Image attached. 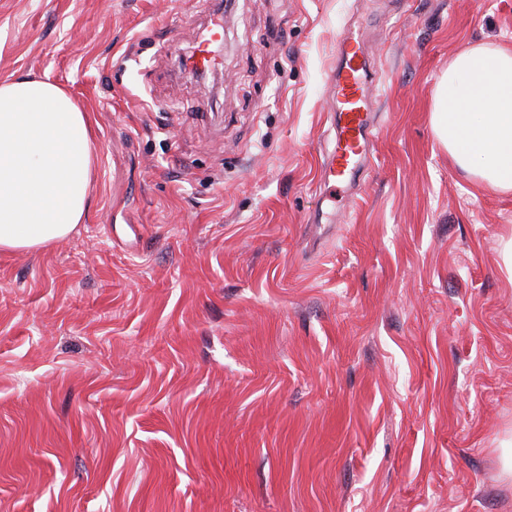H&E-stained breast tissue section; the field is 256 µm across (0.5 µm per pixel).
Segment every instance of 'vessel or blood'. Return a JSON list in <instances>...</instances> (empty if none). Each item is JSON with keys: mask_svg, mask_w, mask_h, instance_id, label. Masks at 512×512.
Listing matches in <instances>:
<instances>
[{"mask_svg": "<svg viewBox=\"0 0 512 512\" xmlns=\"http://www.w3.org/2000/svg\"><path fill=\"white\" fill-rule=\"evenodd\" d=\"M366 33L358 27L344 28L336 37V69L330 76L333 92L329 109L335 131L333 147L327 155L332 181H351L369 156L375 121L370 88L374 78L368 63ZM224 23L212 22L202 33L186 61L196 73L222 68Z\"/></svg>", "mask_w": 512, "mask_h": 512, "instance_id": "obj_1", "label": "vessel or blood"}]
</instances>
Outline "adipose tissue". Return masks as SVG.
<instances>
[{
  "mask_svg": "<svg viewBox=\"0 0 512 512\" xmlns=\"http://www.w3.org/2000/svg\"><path fill=\"white\" fill-rule=\"evenodd\" d=\"M431 125L476 184L512 192V49L456 53L433 94ZM94 154L88 113L49 80L0 81V251H33L81 224Z\"/></svg>",
  "mask_w": 512,
  "mask_h": 512,
  "instance_id": "ef3b65f1",
  "label": "adipose tissue"
}]
</instances>
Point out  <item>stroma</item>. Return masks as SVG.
I'll return each mask as SVG.
<instances>
[{
  "label": "stroma",
  "mask_w": 512,
  "mask_h": 512,
  "mask_svg": "<svg viewBox=\"0 0 512 512\" xmlns=\"http://www.w3.org/2000/svg\"><path fill=\"white\" fill-rule=\"evenodd\" d=\"M0 0V79L91 114L81 224L0 254V512H512V193L430 112L512 0ZM377 134L321 180L336 36ZM224 21L218 18L205 29L196 43L193 53L187 58L186 66L196 73H207L223 67Z\"/></svg>",
  "instance_id": "35a3bbf8"
}]
</instances>
